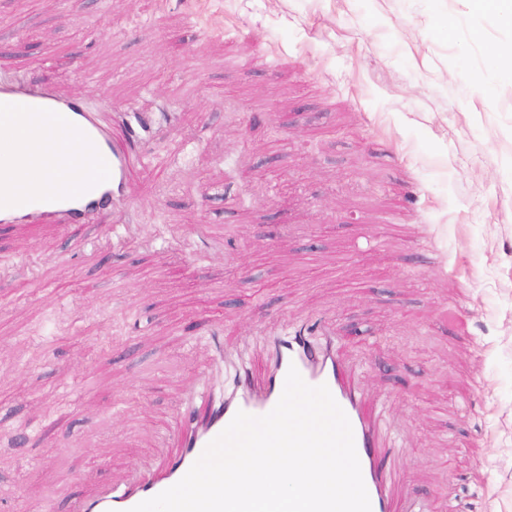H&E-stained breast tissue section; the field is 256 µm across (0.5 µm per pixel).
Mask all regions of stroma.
Wrapping results in <instances>:
<instances>
[{"label": "stroma", "mask_w": 512, "mask_h": 512, "mask_svg": "<svg viewBox=\"0 0 512 512\" xmlns=\"http://www.w3.org/2000/svg\"><path fill=\"white\" fill-rule=\"evenodd\" d=\"M509 42L470 0H0V68L179 115L129 223L0 231V512L147 471L299 322L384 405L412 512H512Z\"/></svg>", "instance_id": "35a3bbf8"}]
</instances>
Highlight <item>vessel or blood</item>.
<instances>
[{
  "instance_id": "obj_1",
  "label": "vessel or blood",
  "mask_w": 512,
  "mask_h": 512,
  "mask_svg": "<svg viewBox=\"0 0 512 512\" xmlns=\"http://www.w3.org/2000/svg\"><path fill=\"white\" fill-rule=\"evenodd\" d=\"M173 118L164 112L159 121ZM156 122L131 108L67 100L49 85L0 72V159L11 163L9 180L0 181V224H85L126 207L130 185L147 164ZM86 143L91 152L80 154ZM60 167L68 169V178L30 191L35 169ZM265 343L270 365L259 381H252L243 364L236 396H225L223 386L203 380L170 438L171 456L131 484L107 486L93 498L76 501L72 512H130L172 487L237 412L263 416L272 411L292 367L307 384L327 385L347 415L371 512H408L394 493L395 473L383 463L392 442L381 426L382 407L365 393L358 367L341 355L334 340L315 344L297 329L272 332Z\"/></svg>"
}]
</instances>
